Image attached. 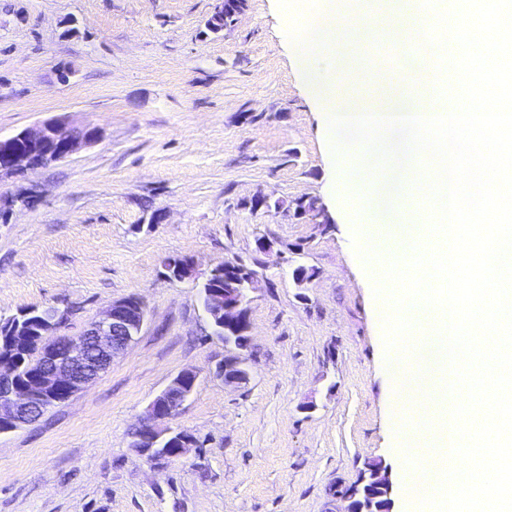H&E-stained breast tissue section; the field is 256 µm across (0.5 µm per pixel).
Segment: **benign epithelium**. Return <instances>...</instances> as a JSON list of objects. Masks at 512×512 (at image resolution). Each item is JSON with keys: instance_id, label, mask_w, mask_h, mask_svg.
I'll use <instances>...</instances> for the list:
<instances>
[{"instance_id": "benign-epithelium-1", "label": "benign epithelium", "mask_w": 512, "mask_h": 512, "mask_svg": "<svg viewBox=\"0 0 512 512\" xmlns=\"http://www.w3.org/2000/svg\"><path fill=\"white\" fill-rule=\"evenodd\" d=\"M97 137V130L88 129L84 136H76L75 128L63 122H45L25 128L14 135L0 137V175L23 173L72 156ZM167 276L184 280L194 271L190 256H177L165 267ZM224 276V287L204 290V307L211 318H224V323L248 334L250 331V293L255 290L257 275L245 273L239 262H224V273L212 271L210 278ZM144 302L129 296L112 302L90 321L81 336L67 338L64 347L50 345L41 354L44 365L40 384L20 386L15 382L14 370L7 361L0 360V424L15 430L31 422L36 410H44V403L53 401L58 393L71 398L82 392L111 366L114 358L124 352L142 330L146 320ZM224 385L241 387L252 375L249 347L224 340V362L215 370ZM199 374L193 370L177 375L169 386L149 405L146 415L133 429L130 448L139 456L153 457V449L146 447L152 438H161L175 432L162 428L159 422L174 418L184 402L195 390ZM369 485L388 496L384 512H392V483L388 469L379 464L368 477Z\"/></svg>"}]
</instances>
